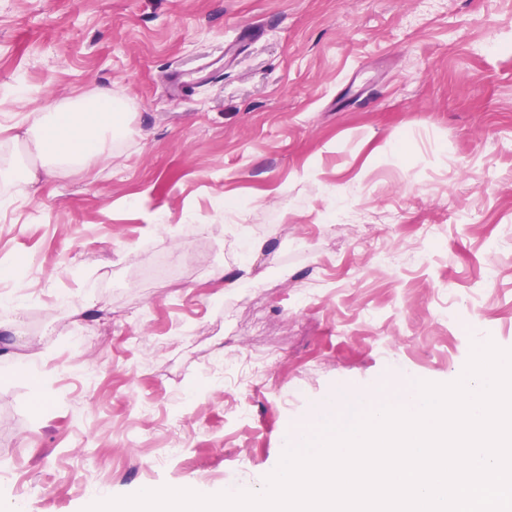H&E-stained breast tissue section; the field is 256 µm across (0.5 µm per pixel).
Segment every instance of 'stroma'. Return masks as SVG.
Listing matches in <instances>:
<instances>
[{
  "instance_id": "35a3bbf8",
  "label": "stroma",
  "mask_w": 512,
  "mask_h": 512,
  "mask_svg": "<svg viewBox=\"0 0 512 512\" xmlns=\"http://www.w3.org/2000/svg\"><path fill=\"white\" fill-rule=\"evenodd\" d=\"M105 87L129 129L46 176L26 116ZM1 98L0 512L257 491L338 392L512 349V0H0Z\"/></svg>"
}]
</instances>
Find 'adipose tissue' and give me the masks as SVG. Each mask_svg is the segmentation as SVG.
<instances>
[{"mask_svg":"<svg viewBox=\"0 0 512 512\" xmlns=\"http://www.w3.org/2000/svg\"><path fill=\"white\" fill-rule=\"evenodd\" d=\"M128 124V113L123 112L111 90L104 89L90 100L78 96L62 107L40 108L26 133L42 147V164L49 174L65 176L100 157L108 141L124 132Z\"/></svg>","mask_w":512,"mask_h":512,"instance_id":"1","label":"adipose tissue"}]
</instances>
